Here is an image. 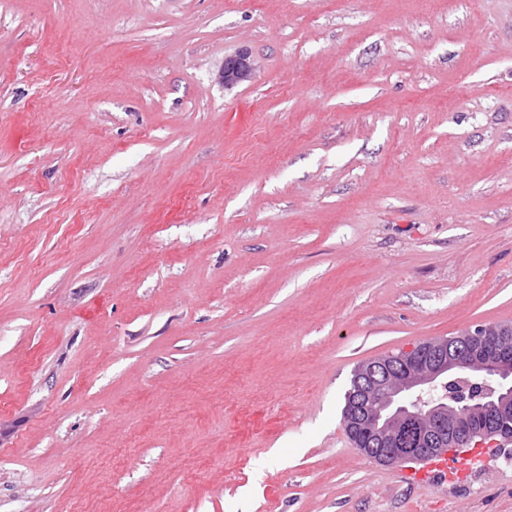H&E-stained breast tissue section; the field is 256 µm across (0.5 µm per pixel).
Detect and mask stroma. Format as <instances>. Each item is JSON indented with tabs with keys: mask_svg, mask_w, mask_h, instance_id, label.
Masks as SVG:
<instances>
[{
	"mask_svg": "<svg viewBox=\"0 0 512 512\" xmlns=\"http://www.w3.org/2000/svg\"><path fill=\"white\" fill-rule=\"evenodd\" d=\"M504 323L512 0H0V512H512L342 417ZM256 68L252 52L249 49H242L224 60L219 80L224 83V87L250 82L255 77Z\"/></svg>",
	"mask_w": 512,
	"mask_h": 512,
	"instance_id": "1",
	"label": "stroma"
}]
</instances>
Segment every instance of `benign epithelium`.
Here are the masks:
<instances>
[{
	"mask_svg": "<svg viewBox=\"0 0 512 512\" xmlns=\"http://www.w3.org/2000/svg\"><path fill=\"white\" fill-rule=\"evenodd\" d=\"M255 72L252 52L242 49L224 60L219 80L230 87ZM358 385L364 403L350 427L373 434L381 447L361 452L380 463L509 443L512 436L491 424L512 411V325H481L371 360L360 366Z\"/></svg>",
	"mask_w": 512,
	"mask_h": 512,
	"instance_id": "1",
	"label": "benign epithelium"
}]
</instances>
